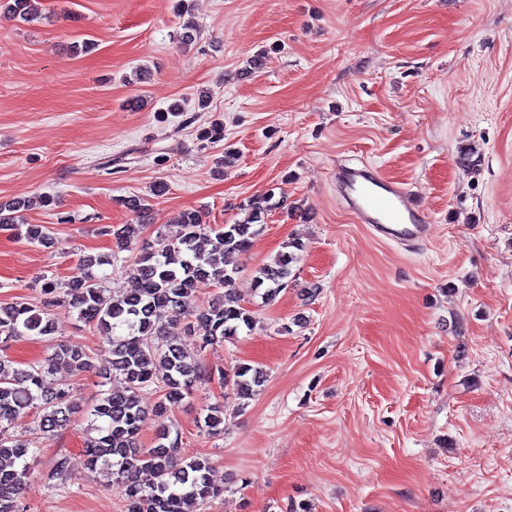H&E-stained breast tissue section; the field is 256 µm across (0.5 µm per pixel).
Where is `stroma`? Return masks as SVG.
Wrapping results in <instances>:
<instances>
[{"label": "stroma", "mask_w": 512, "mask_h": 512, "mask_svg": "<svg viewBox=\"0 0 512 512\" xmlns=\"http://www.w3.org/2000/svg\"><path fill=\"white\" fill-rule=\"evenodd\" d=\"M187 3L184 17L177 0H42L28 24L0 13V202L24 203L27 223L57 239L46 250L0 232V302H37L43 278L82 275L87 254L111 255L109 295L134 288L136 248L98 233L138 223L121 198L147 201L152 240L174 235L185 209L221 225L274 194L281 206L232 284L253 328L203 350L177 336L206 369L261 368L263 386L241 407L201 381L166 418L146 389L141 446L166 428L182 454L209 459L224 494L196 512H512V0ZM188 19L200 34L186 47ZM83 40L94 50L74 54ZM216 119L223 141L203 144L197 127ZM228 148L238 159L217 173ZM467 150L478 169L461 165ZM349 158L420 194L425 245L354 220L332 178ZM293 242V281L265 302L255 272ZM51 318L52 336L16 339L0 358L24 368L76 343L95 368L60 363L46 379L79 398L70 425L50 436L16 420L37 451L20 506L124 512L105 474L52 475L93 436L98 383L123 381L72 307ZM219 401L224 430L210 435L203 416Z\"/></svg>", "instance_id": "1"}]
</instances>
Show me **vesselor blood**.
Listing matches in <instances>:
<instances>
[{
    "label": "vessel or blood",
    "mask_w": 512,
    "mask_h": 512,
    "mask_svg": "<svg viewBox=\"0 0 512 512\" xmlns=\"http://www.w3.org/2000/svg\"><path fill=\"white\" fill-rule=\"evenodd\" d=\"M339 197L356 221L382 239L423 245L430 224L425 208L403 184L380 176L365 163H337L333 173Z\"/></svg>",
    "instance_id": "vessel-or-blood-1"
}]
</instances>
